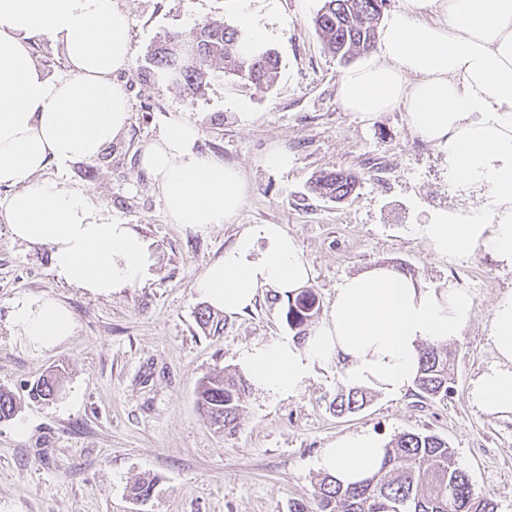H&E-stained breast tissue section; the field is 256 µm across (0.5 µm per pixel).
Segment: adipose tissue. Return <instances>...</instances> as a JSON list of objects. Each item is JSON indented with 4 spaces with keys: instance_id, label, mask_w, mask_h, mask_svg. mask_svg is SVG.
Wrapping results in <instances>:
<instances>
[{
    "instance_id": "ef3b65f1",
    "label": "adipose tissue",
    "mask_w": 512,
    "mask_h": 512,
    "mask_svg": "<svg viewBox=\"0 0 512 512\" xmlns=\"http://www.w3.org/2000/svg\"><path fill=\"white\" fill-rule=\"evenodd\" d=\"M62 48L66 72L48 75L36 41ZM131 62V19L118 0H0V186L11 188L5 217L14 239L51 249L58 282L96 297L142 285L155 257L136 225L103 216L86 193L43 179L50 165L98 158L123 136L130 102L114 73ZM344 111L368 120L403 110L412 132L442 154L456 186L478 207L442 209L417 225L434 258L490 253L512 268V0H407L378 36V52L337 82ZM199 132L172 121L142 148L141 163L172 223L207 229L238 217L237 169L202 154ZM311 268L279 224L247 225L194 284L228 315L253 309L265 292L295 297ZM475 306L463 288H426L386 266L344 279L322 324L304 342L257 341L239 363L260 393L298 392L316 368L335 364L349 387L393 396L412 387L424 341L458 340ZM11 324L35 350L74 332L55 298L23 295ZM496 359L468 398L483 413L512 419V296L491 318ZM385 441L369 429L337 437L317 467L342 484L375 472Z\"/></svg>"
}]
</instances>
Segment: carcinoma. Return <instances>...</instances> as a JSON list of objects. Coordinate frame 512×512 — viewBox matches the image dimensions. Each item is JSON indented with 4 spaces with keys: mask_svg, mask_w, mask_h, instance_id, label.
<instances>
[{
    "mask_svg": "<svg viewBox=\"0 0 512 512\" xmlns=\"http://www.w3.org/2000/svg\"><path fill=\"white\" fill-rule=\"evenodd\" d=\"M388 2L324 0L314 27L325 49L345 63L371 52ZM148 64L194 95L207 85L216 65L222 66L226 77L267 88L276 81L279 58L270 48H248L240 30L209 21L187 33L167 35L151 50ZM357 184L358 176L352 172L330 171L316 176L310 189L340 201ZM316 312L315 294L302 290L287 299L285 321L300 336ZM452 380L448 350L432 342L423 344L415 380L419 394L443 400ZM249 386L242 375L219 372L207 376L197 387L198 409L212 426L230 435L239 427L241 402ZM57 388L58 377L50 375L37 382L32 396L48 399ZM366 402V394L352 388L336 402V413H353ZM315 500L317 512H498L491 497L473 492L470 477L456 463L448 442L428 433L404 432L390 440L380 469L355 486L344 487L331 476H323Z\"/></svg>",
    "mask_w": 512,
    "mask_h": 512,
    "instance_id": "carcinoma-1",
    "label": "carcinoma"
}]
</instances>
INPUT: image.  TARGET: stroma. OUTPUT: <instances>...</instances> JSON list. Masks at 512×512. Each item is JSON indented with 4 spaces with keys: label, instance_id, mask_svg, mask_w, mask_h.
Listing matches in <instances>:
<instances>
[{
    "label": "stroma",
    "instance_id": "stroma-1",
    "mask_svg": "<svg viewBox=\"0 0 512 512\" xmlns=\"http://www.w3.org/2000/svg\"><path fill=\"white\" fill-rule=\"evenodd\" d=\"M132 23V57L120 74L131 101L128 130L109 158L50 166L48 179L85 191L104 214L137 225L155 256L146 285L92 297L58 283L51 250L12 238L0 219V389L18 403L0 421V512H289L315 507L316 459L327 443L369 429L391 440L403 432L438 435L453 448L475 493L512 512V421L479 411L467 390L494 359L489 325L497 301L512 293V269L486 253L461 262L435 259L417 225L441 208L477 206L448 177L447 162L414 135L403 110L362 121L343 111L336 84L344 64L328 55L313 19L322 0H119ZM249 8L280 57L273 87L258 89L216 74L197 96L148 71V51L168 34L209 20L234 27ZM172 117L200 131V150L236 167L244 204L236 221L205 231L172 223L139 167V147ZM276 149L291 163L266 162ZM352 170L362 179L341 201L309 189L315 175ZM246 224H279L309 260L310 286L326 314L346 277L375 266L405 268L423 286L453 284L476 301L461 337L449 343L454 382L447 400L375 390L353 414L335 410L337 369H317L286 398L250 390L235 435L215 432L196 405L199 380L236 372L242 348L291 338L285 299L268 294L246 315L214 310L194 290L206 265ZM49 294L72 313L75 329L52 349L34 351L11 326L14 300ZM62 378L53 399L33 401L31 386L50 371ZM152 496L135 498L140 477Z\"/></svg>",
    "mask_w": 512,
    "mask_h": 512
}]
</instances>
